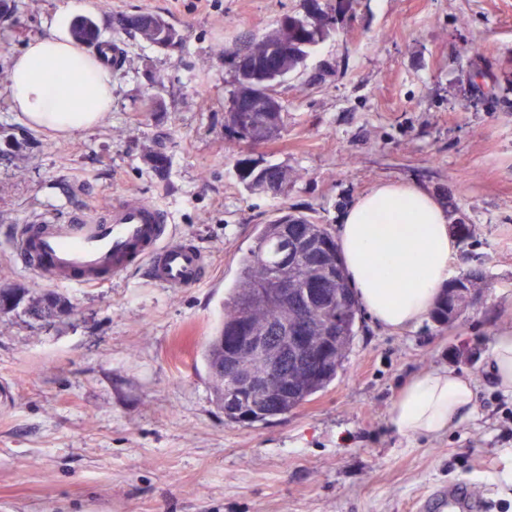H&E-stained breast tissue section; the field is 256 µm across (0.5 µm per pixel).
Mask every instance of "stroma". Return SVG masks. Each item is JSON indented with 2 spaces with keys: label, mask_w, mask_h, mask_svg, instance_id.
Here are the masks:
<instances>
[{
  "label": "stroma",
  "mask_w": 512,
  "mask_h": 512,
  "mask_svg": "<svg viewBox=\"0 0 512 512\" xmlns=\"http://www.w3.org/2000/svg\"><path fill=\"white\" fill-rule=\"evenodd\" d=\"M66 2L11 0L0 14V290L71 307L0 310V512H421L428 491L458 483L486 512H512V396L490 370L496 332L512 328V0H342L276 88L281 133L255 151L287 167L278 195L236 175L223 50L304 15V0H91L74 18L119 41L125 64L105 123L60 138L19 121L7 87L14 55ZM138 13L169 23L176 45L117 26ZM382 182L420 186L470 226L449 268H482L480 298L450 329L428 317L394 332L363 315L324 391L287 415L226 424L201 351L256 226L293 213L339 232ZM127 192L207 252L204 283L161 288L137 268L76 287L18 261L14 238L39 214ZM433 367L472 380L474 411L433 437L400 434L388 411Z\"/></svg>",
  "instance_id": "stroma-1"
}]
</instances>
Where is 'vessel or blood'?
I'll return each mask as SVG.
<instances>
[{
	"label": "vessel or blood",
	"instance_id": "b4317fda",
	"mask_svg": "<svg viewBox=\"0 0 512 512\" xmlns=\"http://www.w3.org/2000/svg\"><path fill=\"white\" fill-rule=\"evenodd\" d=\"M17 255L23 267L53 283L93 287L136 268L165 288H191L206 277L210 261L200 247L174 236L166 211L138 195H118L90 212L46 213L24 226ZM437 512H468L465 487L434 495Z\"/></svg>",
	"mask_w": 512,
	"mask_h": 512
}]
</instances>
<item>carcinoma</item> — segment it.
I'll list each match as a JSON object with an SVG mask.
<instances>
[{
	"label": "carcinoma",
	"instance_id": "obj_1",
	"mask_svg": "<svg viewBox=\"0 0 512 512\" xmlns=\"http://www.w3.org/2000/svg\"><path fill=\"white\" fill-rule=\"evenodd\" d=\"M336 8L331 4L310 0L306 14L300 18L288 15L280 20L270 33L255 37L244 34L236 44L224 49V64L233 72L235 89L232 96L246 97L259 89L275 92V87L303 63L308 49L327 34L336 21ZM122 29L140 34L158 45L174 44V30L164 20L150 14H133L118 20ZM96 34L93 19L83 17L72 27V36L78 43L90 42ZM282 53L279 69H264L265 56L270 49ZM261 112H242L239 117H227L225 127L233 135L232 147L239 149L252 142L268 143L263 127L259 126ZM240 181L250 191H265L267 183L279 181L288 184V175L277 164L265 163L261 173L243 168ZM309 239L310 250L300 263L288 270V279L297 290L328 288L334 295L329 311L306 310L301 306L302 296H291L279 304H269L255 298L262 288L272 287L274 276L281 272L285 227ZM467 299L450 284L433 312V318L442 325L453 323L466 307ZM361 319L359 302L354 289L345 278L336 237L326 224H318L306 216L284 214L269 224L257 226L254 245L242 256L239 272L228 296L224 299V321L210 337L201 353L215 404L224 410L229 424L265 422L286 415L299 408L317 393L325 390L343 369L351 351L357 323ZM288 324L300 325L309 336L311 349L307 360L297 364L288 360V387L265 401H249L248 392L238 380L220 370L230 353L233 336L240 328H275ZM268 352L242 354L243 366L257 372L263 368Z\"/></svg>",
	"mask_w": 512,
	"mask_h": 512
}]
</instances>
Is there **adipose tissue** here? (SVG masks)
Returning <instances> with one entry per match:
<instances>
[{
  "label": "adipose tissue",
  "instance_id": "adipose-tissue-1",
  "mask_svg": "<svg viewBox=\"0 0 512 512\" xmlns=\"http://www.w3.org/2000/svg\"><path fill=\"white\" fill-rule=\"evenodd\" d=\"M67 8L49 35L30 40L14 58L9 103L23 123L71 135L102 123L112 109V74L104 56L70 39ZM59 67L62 87L42 78ZM339 245L348 280L367 312L383 327L401 331L424 320L445 288L454 241L448 216L423 189L383 183L360 196L343 216ZM474 409L469 379L446 369L418 373L389 410L400 433L434 436Z\"/></svg>",
  "mask_w": 512,
  "mask_h": 512
}]
</instances>
